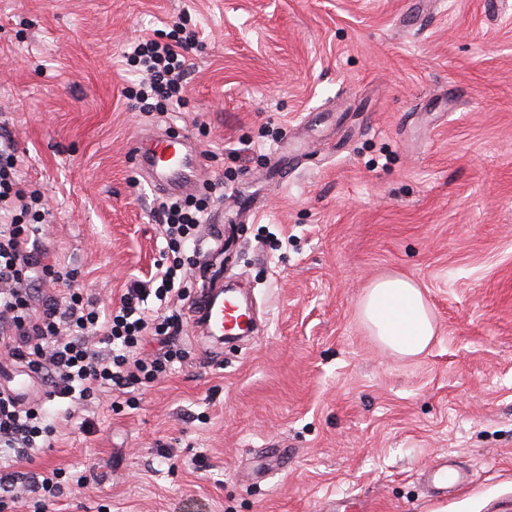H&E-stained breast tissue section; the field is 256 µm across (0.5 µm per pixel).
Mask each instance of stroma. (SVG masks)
I'll use <instances>...</instances> for the list:
<instances>
[{
	"label": "stroma",
	"instance_id": "35a3bbf8",
	"mask_svg": "<svg viewBox=\"0 0 512 512\" xmlns=\"http://www.w3.org/2000/svg\"><path fill=\"white\" fill-rule=\"evenodd\" d=\"M179 17L187 99L139 111L128 56ZM1 122L50 262L105 308L166 248L132 143L190 135L224 249L188 276L257 319L185 322L165 379L48 402L28 470L88 481L16 512H512V0H0ZM387 276L431 311L418 356L362 319ZM447 458L474 480L431 495Z\"/></svg>",
	"mask_w": 512,
	"mask_h": 512
}]
</instances>
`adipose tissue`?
I'll return each instance as SVG.
<instances>
[{"instance_id":"adipose-tissue-1","label":"adipose tissue","mask_w":512,"mask_h":512,"mask_svg":"<svg viewBox=\"0 0 512 512\" xmlns=\"http://www.w3.org/2000/svg\"><path fill=\"white\" fill-rule=\"evenodd\" d=\"M361 312L374 336L403 356L423 352L435 334L420 288L403 277L374 282L362 301Z\"/></svg>"}]
</instances>
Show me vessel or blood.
Returning <instances> with one entry per match:
<instances>
[{
  "label": "vessel or blood",
  "instance_id": "obj_1",
  "mask_svg": "<svg viewBox=\"0 0 512 512\" xmlns=\"http://www.w3.org/2000/svg\"><path fill=\"white\" fill-rule=\"evenodd\" d=\"M201 152L187 148L185 141L154 137L150 146L136 144L135 169L151 190L172 192L193 182L203 165ZM233 301L224 300L210 290L199 296L191 311L192 319L201 321L204 334L212 338L224 335L225 328L238 327L242 320ZM469 476L450 461L433 465L427 473L431 492L445 496L461 490Z\"/></svg>",
  "mask_w": 512,
  "mask_h": 512
}]
</instances>
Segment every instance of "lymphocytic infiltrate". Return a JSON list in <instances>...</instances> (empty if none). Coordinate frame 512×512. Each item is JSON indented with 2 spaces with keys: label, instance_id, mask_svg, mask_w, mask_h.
Masks as SVG:
<instances>
[{
  "label": "lymphocytic infiltrate",
  "instance_id": "obj_1",
  "mask_svg": "<svg viewBox=\"0 0 512 512\" xmlns=\"http://www.w3.org/2000/svg\"><path fill=\"white\" fill-rule=\"evenodd\" d=\"M193 41V34L177 25L165 40L134 47L150 76L136 95L139 104L152 98L170 105L183 101ZM18 162L15 141L0 135V366L26 369L45 384L49 398L78 403L104 393L121 395L135 383L166 376L184 357L173 346L183 322L173 305L191 297L179 254L185 242L198 252L217 238L213 231L197 233L205 205L191 200L157 204L161 233L174 259L158 270L157 288L132 282L118 306L104 315L76 285L74 272L49 263L46 250L32 245L39 227L22 223L21 217L40 213L44 195L22 188ZM152 297L158 307H149ZM149 339L158 345L156 355L139 357L138 349ZM51 433L41 404L0 388V450L12 453L16 462H29ZM62 477L59 468L38 473L0 469V512H10L25 493L46 503L62 497Z\"/></svg>",
  "mask_w": 512,
  "mask_h": 512
}]
</instances>
